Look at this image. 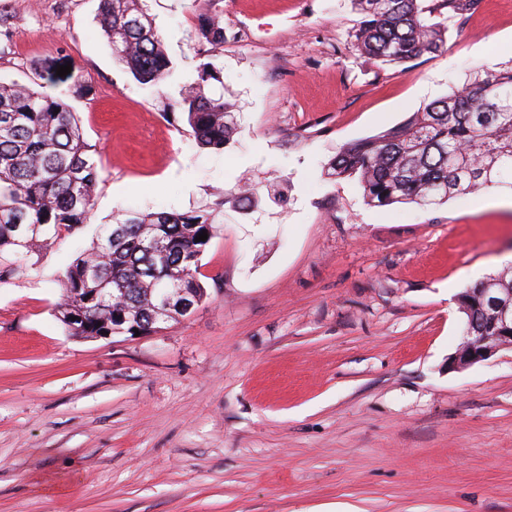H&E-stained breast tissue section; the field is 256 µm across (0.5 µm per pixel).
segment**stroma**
Returning a JSON list of instances; mask_svg holds the SVG:
<instances>
[{"label":"stroma","mask_w":512,"mask_h":512,"mask_svg":"<svg viewBox=\"0 0 512 512\" xmlns=\"http://www.w3.org/2000/svg\"><path fill=\"white\" fill-rule=\"evenodd\" d=\"M442 52L384 65L352 0H144L174 75L138 83L100 0H0V80L58 89L95 146L92 223L0 281V512H512V349L455 371L463 288L512 252L502 184L421 207L329 180L339 148L404 123L471 67L512 62V0H421ZM219 17L224 42H199ZM236 132L179 113L200 63ZM248 209L229 200L239 180ZM219 209L207 297L145 336L75 339L60 276L124 210Z\"/></svg>","instance_id":"1"}]
</instances>
